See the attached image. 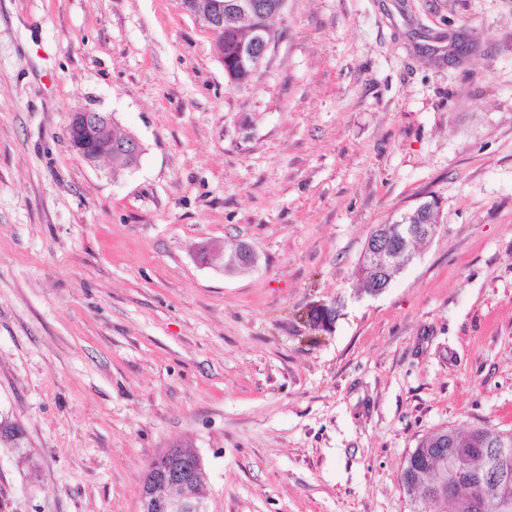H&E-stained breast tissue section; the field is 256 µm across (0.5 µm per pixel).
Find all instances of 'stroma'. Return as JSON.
I'll use <instances>...</instances> for the list:
<instances>
[{"label": "stroma", "instance_id": "1", "mask_svg": "<svg viewBox=\"0 0 512 512\" xmlns=\"http://www.w3.org/2000/svg\"><path fill=\"white\" fill-rule=\"evenodd\" d=\"M272 28L232 84L181 0H0V512H137L178 445L208 512H411L419 438L512 430V0ZM86 109L136 166L70 149ZM430 196L436 236L364 292L373 229ZM241 242L252 270L199 259Z\"/></svg>", "mask_w": 512, "mask_h": 512}]
</instances>
